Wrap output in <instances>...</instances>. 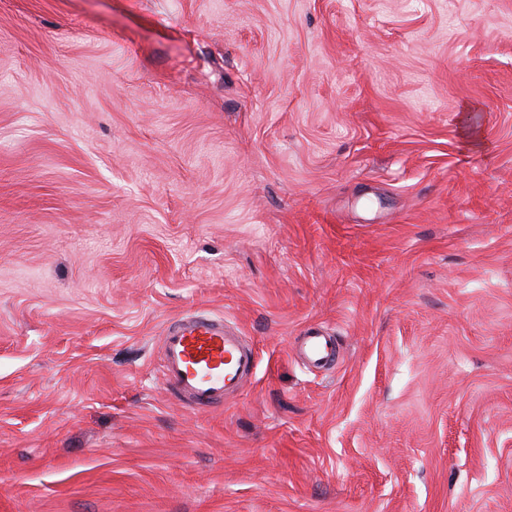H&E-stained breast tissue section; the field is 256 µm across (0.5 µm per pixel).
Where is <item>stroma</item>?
<instances>
[{
	"mask_svg": "<svg viewBox=\"0 0 512 512\" xmlns=\"http://www.w3.org/2000/svg\"><path fill=\"white\" fill-rule=\"evenodd\" d=\"M0 512H512V0H0ZM160 344L166 390L191 412L224 406L255 372L253 347L210 313L170 321ZM303 355L310 367L333 364L336 361V341L319 331H309L304 336Z\"/></svg>",
	"mask_w": 512,
	"mask_h": 512,
	"instance_id": "35a3bbf8",
	"label": "stroma"
}]
</instances>
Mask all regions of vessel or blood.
<instances>
[{"mask_svg": "<svg viewBox=\"0 0 512 512\" xmlns=\"http://www.w3.org/2000/svg\"><path fill=\"white\" fill-rule=\"evenodd\" d=\"M163 382L190 411L223 406L255 372L253 347L223 318L210 313L170 321L160 338ZM308 365L324 367L336 360V341L318 331L303 342Z\"/></svg>", "mask_w": 512, "mask_h": 512, "instance_id": "b4317fda", "label": "vessel or blood"}]
</instances>
